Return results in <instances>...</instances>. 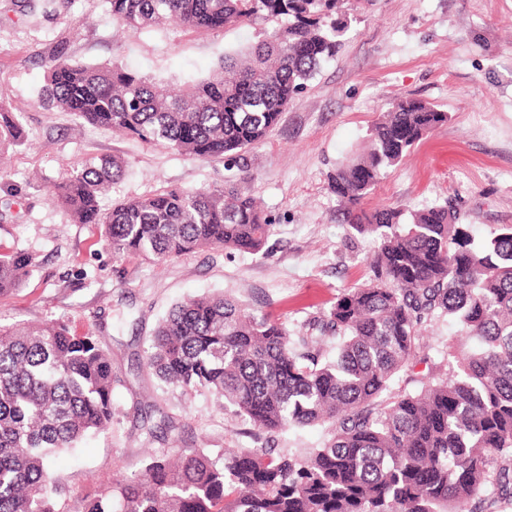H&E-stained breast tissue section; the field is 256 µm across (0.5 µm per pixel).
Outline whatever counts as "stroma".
I'll return each instance as SVG.
<instances>
[{"label": "stroma", "mask_w": 512, "mask_h": 512, "mask_svg": "<svg viewBox=\"0 0 512 512\" xmlns=\"http://www.w3.org/2000/svg\"><path fill=\"white\" fill-rule=\"evenodd\" d=\"M24 3L0 0V106L27 135L0 177V202L12 203L0 220V246L32 257L34 268L22 288L0 298V324L52 320L96 333L119 378L111 429L52 460L61 512H84L99 481L141 473L163 446L204 448L217 459L228 448L265 445V435L232 409L152 376L144 366L147 342L172 304L218 293L281 315L291 335L306 336L336 297L365 283L375 242L338 221L327 175L366 146L371 126L395 100L422 99L448 119L388 169L366 207L445 206L480 238L512 225V0H367L350 13L336 57L267 138L240 156L208 161L45 107L38 94L48 57L61 42L80 62L181 86L257 41L261 25L137 30L113 19L105 0H53L35 10ZM103 156L126 168L101 200L106 210L162 187H214L233 177L270 221L264 248L204 249L162 264L114 256L100 226L70 223L49 198L64 163ZM422 336L441 374L450 369L449 345L473 347L445 317L428 321ZM150 404L175 417L173 438L145 434Z\"/></svg>", "instance_id": "obj_1"}]
</instances>
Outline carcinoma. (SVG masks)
<instances>
[{
  "label": "carcinoma",
  "mask_w": 512,
  "mask_h": 512,
  "mask_svg": "<svg viewBox=\"0 0 512 512\" xmlns=\"http://www.w3.org/2000/svg\"><path fill=\"white\" fill-rule=\"evenodd\" d=\"M348 0H106L123 24L167 22L219 30L272 24L207 78L168 91L135 73L59 55L40 101L104 131L137 136L199 160L261 143L348 30ZM448 120L418 98L396 101L371 129V149L328 175L343 223L378 242L368 280L345 290L314 324L284 321L222 294L175 303L147 345L146 368L187 395L272 436L327 425L332 437L299 456L239 448L213 459L163 448L144 471L103 484L84 512H512V225L477 243L442 206L406 212L364 200L406 153ZM26 143L0 112V154ZM124 174L117 158L64 168L56 203L98 224L112 253L170 261L201 247L257 252L269 221L231 185L165 187L104 213L100 199ZM31 262L0 251V296L23 285ZM447 316L477 343L457 369L397 390L420 330ZM336 344L328 360L322 343ZM112 358L99 337L59 321L0 326V512H60L52 458L112 427ZM147 435L177 430L156 408Z\"/></svg>",
  "instance_id": "cac0c4a2"
}]
</instances>
